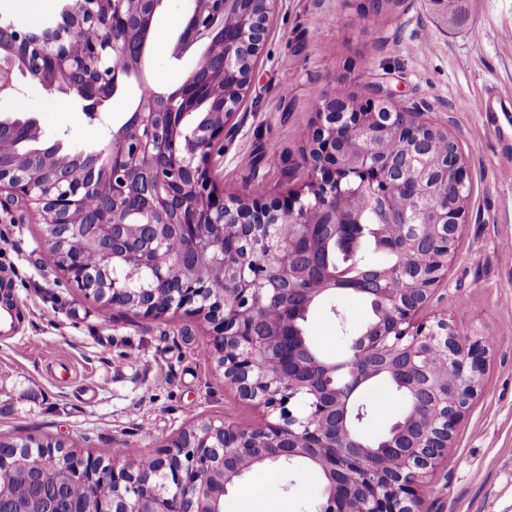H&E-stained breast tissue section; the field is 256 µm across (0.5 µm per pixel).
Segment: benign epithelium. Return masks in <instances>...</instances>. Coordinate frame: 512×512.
Listing matches in <instances>:
<instances>
[{
    "label": "benign epithelium",
    "mask_w": 512,
    "mask_h": 512,
    "mask_svg": "<svg viewBox=\"0 0 512 512\" xmlns=\"http://www.w3.org/2000/svg\"><path fill=\"white\" fill-rule=\"evenodd\" d=\"M126 3L61 0L59 19L46 25L1 22L0 49L20 58L8 71L0 69V96L17 95L22 76L96 116L128 79L148 85L143 49L163 0H133L132 9ZM272 3L191 0L179 46L188 49L222 29L223 56L202 53L179 86L143 98L125 121L139 138L129 141L122 127L112 131L77 171L47 182L50 159L44 153L4 159L23 126L37 119L20 114L0 121V191L21 198L49 226L47 243L70 283L114 309L154 319L180 309L202 316L225 384L271 419L253 428L225 420L194 426L152 457L150 470L137 459L108 464L97 452L79 455L89 480L67 470L48 479L33 470L29 494L1 499L0 512H224V497L248 471L292 462L319 476L316 512H417L412 484L448 447L482 374L479 341L459 335L443 319L428 325L416 318L448 269L469 173L451 140V167L432 177L415 172V161L443 132L417 120L394 90L374 85L363 104L323 96L305 158V189L269 206L218 195L209 163L216 147L236 134L231 120L265 43ZM203 82L221 111L194 125L189 117L205 103ZM345 141H393L397 150L366 152L353 164ZM352 170L372 177L383 247L404 257L406 267L369 289L381 321L355 334L348 359L336 363L316 354L301 323L316 304L327 303L340 316L335 271L321 242L336 240L349 257L366 231L345 187ZM379 182L413 202H433L422 223H402L395 198ZM400 223L401 237H389L387 225ZM82 225L103 242L95 266L57 247ZM172 240L182 247L161 265L157 256ZM381 373L406 390L408 411L393 425L394 436L372 447L357 436L366 413L356 396ZM421 407L432 410L431 422L408 440ZM14 447L34 459L68 452L61 443L31 436L17 438ZM391 453L402 460L400 468H385Z\"/></svg>",
    "instance_id": "1"
}]
</instances>
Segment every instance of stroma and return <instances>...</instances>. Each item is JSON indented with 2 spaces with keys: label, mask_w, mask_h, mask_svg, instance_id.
I'll return each instance as SVG.
<instances>
[{
  "label": "stroma",
  "mask_w": 512,
  "mask_h": 512,
  "mask_svg": "<svg viewBox=\"0 0 512 512\" xmlns=\"http://www.w3.org/2000/svg\"><path fill=\"white\" fill-rule=\"evenodd\" d=\"M187 0H165L146 54L157 87L192 70L199 49L174 58ZM397 91L454 140L471 192L448 271L419 313L447 318L486 347L477 390L435 468L414 484L418 512H512V122L490 126L485 91L512 97V0H471L468 20L445 28L426 0H277L251 84L234 117L236 136L214 154L224 196L270 203L308 179L305 156L316 121L315 94L342 85L366 97L372 85ZM0 97V113L34 116L47 142L96 149L138 102L129 86L89 121L69 97L21 82ZM21 318L0 337V439L60 440L78 453L110 449L117 461L155 455L203 421L260 424L263 412L225 387L209 355V326L188 311L155 320L106 311L74 288L46 243L41 218L22 203H0V275ZM311 309L315 348L345 358L350 337L369 319L361 295L346 292ZM272 480L276 512H314L320 483L305 468L264 466L224 499L247 512V488Z\"/></svg>",
  "instance_id": "35a3bbf8"
}]
</instances>
